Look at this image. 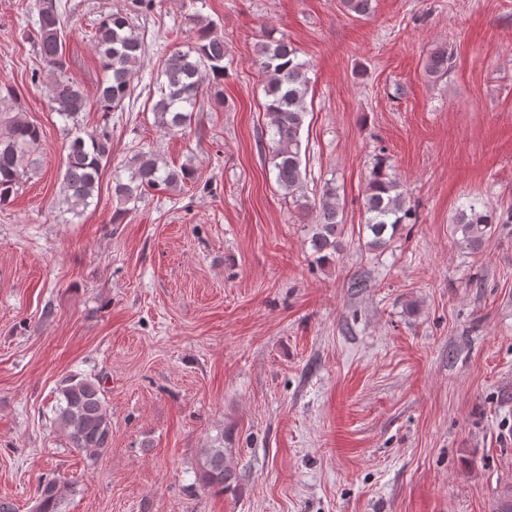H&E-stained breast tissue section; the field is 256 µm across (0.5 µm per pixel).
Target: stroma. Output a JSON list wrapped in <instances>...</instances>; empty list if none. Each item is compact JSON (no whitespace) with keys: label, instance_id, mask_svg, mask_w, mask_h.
I'll return each instance as SVG.
<instances>
[{"label":"stroma","instance_id":"stroma-1","mask_svg":"<svg viewBox=\"0 0 512 512\" xmlns=\"http://www.w3.org/2000/svg\"><path fill=\"white\" fill-rule=\"evenodd\" d=\"M30 2L0 0V85L44 133L0 207V501L32 512L55 477L61 512H494L512 488V224L473 251L452 220L475 198L512 207V0H372L361 17L341 0H153L134 13L144 66L111 114L98 197L77 214L60 202L72 132L31 80ZM65 2L66 75L91 95L97 24L131 0ZM199 19L224 39L223 98L168 132L149 76ZM270 33L309 65L308 188L334 182L343 206L329 261L262 153ZM440 46L454 64L434 78ZM147 151L195 177L113 223L112 180ZM380 153L417 221L371 250ZM74 374L100 378L112 413L93 459L54 422ZM219 442L237 473L222 493L196 484ZM452 64V54L448 52V49L440 46L431 52L426 63V69L430 75L438 78L448 74Z\"/></svg>","mask_w":512,"mask_h":512}]
</instances>
